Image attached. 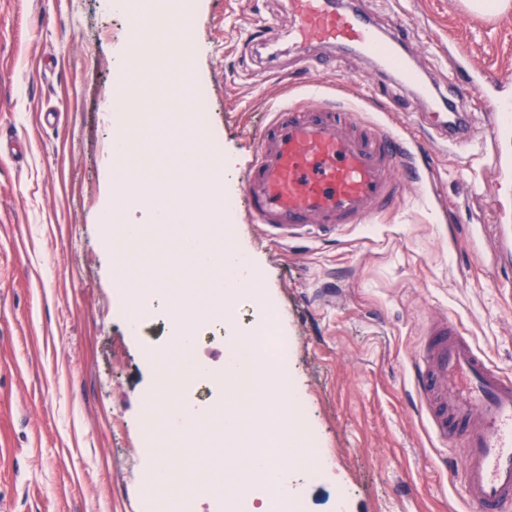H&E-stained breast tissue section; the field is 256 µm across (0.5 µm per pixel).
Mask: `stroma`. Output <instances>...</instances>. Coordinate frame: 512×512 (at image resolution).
<instances>
[{
  "mask_svg": "<svg viewBox=\"0 0 512 512\" xmlns=\"http://www.w3.org/2000/svg\"><path fill=\"white\" fill-rule=\"evenodd\" d=\"M193 39L184 62L210 107L202 126L169 120L174 84L163 69H128L130 27L105 0H0V512H166L168 489L147 487L142 450L156 441L165 460L189 469L194 448L147 427L149 399L180 400L211 416L224 386V325L199 328L207 377L164 388L144 351L169 346L174 323L154 305L130 332L114 293L126 259L130 287L159 276L167 289L195 276L170 230L132 248L103 241L112 138L109 105L119 72L138 92L129 102L156 138L127 134L129 165L161 163L193 135L235 160L229 198L239 243L252 256L257 295L242 296L236 323L248 332L273 313L304 398L300 444L316 449L333 479L288 472L300 512H469L462 450L430 436L418 411L411 366L421 329L447 315L496 366L512 374V178L489 157L512 158V127H479L465 151L430 159L433 180L408 183L406 199L380 224L279 245L248 217L242 185L253 144L273 106L311 91L342 101L410 141L428 102L384 76L362 55L332 60L315 50L308 69L288 36L287 0H193ZM381 24L411 32L405 53L430 85L499 76L486 111L512 104V9L481 15L463 0H367ZM279 32L263 63L254 35Z\"/></svg>",
  "mask_w": 512,
  "mask_h": 512,
  "instance_id": "stroma-1",
  "label": "stroma"
}]
</instances>
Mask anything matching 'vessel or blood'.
<instances>
[{
	"instance_id": "vessel-or-blood-1",
	"label": "vessel or blood",
	"mask_w": 512,
	"mask_h": 512,
	"mask_svg": "<svg viewBox=\"0 0 512 512\" xmlns=\"http://www.w3.org/2000/svg\"><path fill=\"white\" fill-rule=\"evenodd\" d=\"M290 35L303 50L358 52L386 74L417 89L432 110L428 126L444 146L474 139L471 87L418 84L404 55L409 28L380 25L360 0H289ZM422 177L409 143L387 126L354 119L348 107L282 105L262 127L243 183L249 215L271 240L285 244L313 232L372 224L404 200L394 171ZM420 408L440 441L458 437L461 480L470 512H512V377L488 363L469 336L431 317L413 370Z\"/></svg>"
}]
</instances>
